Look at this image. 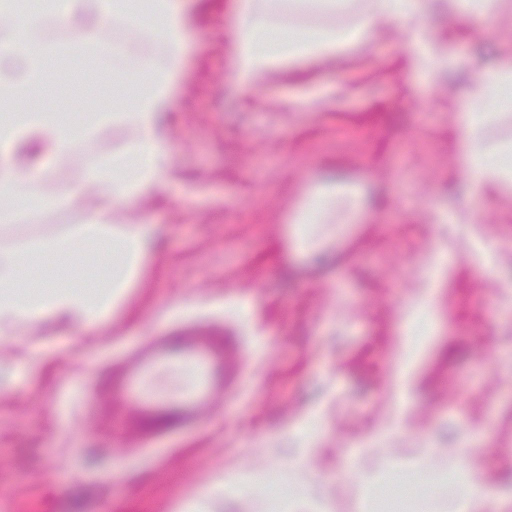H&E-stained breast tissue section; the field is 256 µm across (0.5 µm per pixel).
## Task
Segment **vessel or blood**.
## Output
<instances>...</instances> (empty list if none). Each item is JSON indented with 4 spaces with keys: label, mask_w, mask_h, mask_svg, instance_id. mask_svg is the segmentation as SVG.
<instances>
[{
    "label": "vessel or blood",
    "mask_w": 512,
    "mask_h": 512,
    "mask_svg": "<svg viewBox=\"0 0 512 512\" xmlns=\"http://www.w3.org/2000/svg\"><path fill=\"white\" fill-rule=\"evenodd\" d=\"M235 355L217 328L182 323L136 344L108 382L112 430L152 441L199 425L218 401H231Z\"/></svg>",
    "instance_id": "obj_1"
}]
</instances>
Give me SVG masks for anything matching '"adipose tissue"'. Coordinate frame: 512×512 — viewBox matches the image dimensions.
Here are the masks:
<instances>
[{
	"label": "adipose tissue",
	"instance_id": "obj_1",
	"mask_svg": "<svg viewBox=\"0 0 512 512\" xmlns=\"http://www.w3.org/2000/svg\"><path fill=\"white\" fill-rule=\"evenodd\" d=\"M148 10L132 8L130 0H49L47 12L32 11L0 28V67L19 66L21 78L0 76V103H13L38 83L51 49L38 33L45 19L72 29L79 44L95 40L103 24L123 17L144 33L160 37L166 48L164 61L142 54L136 69L147 89L125 112L104 115L107 124L120 126L127 134L122 149L98 158L71 183L69 192L49 195L42 189L44 172L24 168L15 160L19 145H33L66 154L83 131L50 112H21L0 121V225L17 223L24 211L62 208L73 199L90 202V219L74 230L20 250L0 246V339L13 336L23 324L52 316L84 331L102 324L129 288L140 278L151 252L152 227L139 221L113 225L112 211L157 190L169 174V159L162 138V119L183 74L188 19L181 0H149ZM430 8V0H372L369 9L339 28L288 27L266 7V0H234L237 15L228 38L234 47L231 69L242 85L258 83L273 65L328 57L337 50L366 45L377 19L397 24L408 41L418 42L416 26ZM512 85V54H504L477 77L473 90L462 104L458 149L469 182L476 187L512 194V144L490 147L483 129L502 101L505 87ZM358 195L341 185H327L304 206L296 225V245L308 248L321 224L353 212ZM53 255L59 272L75 275L79 256L101 258L95 285L33 290L23 282L26 266L43 254Z\"/></svg>",
	"mask_w": 512,
	"mask_h": 512
}]
</instances>
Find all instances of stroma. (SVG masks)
<instances>
[{
	"mask_svg": "<svg viewBox=\"0 0 512 512\" xmlns=\"http://www.w3.org/2000/svg\"><path fill=\"white\" fill-rule=\"evenodd\" d=\"M183 88L164 141L172 177L120 206L147 218L157 248L119 309L92 332L44 317L0 342V512H182L211 489V512H270L308 497L320 512H375L386 482L409 479L413 512H448L471 458L512 512V197L466 180L456 146L473 78L512 48V8L457 24L444 0L421 20L443 59L420 67L400 28L378 21L369 46L276 67L244 89L229 77L231 0H187ZM43 84L18 107L62 113L87 133L46 167L47 189L110 156L123 134L89 128L98 101L126 106L112 44L163 56L159 41L108 23L98 52L47 28ZM331 178L363 190L351 224L325 225L311 252L293 245L298 210ZM88 219L85 204L31 213L0 241L28 245ZM447 257L437 263V254ZM205 318L247 347L236 399L155 448L124 445L84 411L135 343ZM308 420L312 437L293 434ZM275 476L263 495L217 489L225 468Z\"/></svg>",
	"mask_w": 512,
	"mask_h": 512,
	"instance_id": "obj_1",
	"label": "stroma"
}]
</instances>
